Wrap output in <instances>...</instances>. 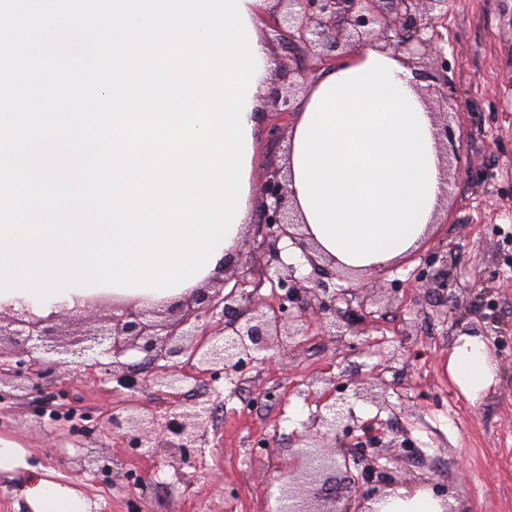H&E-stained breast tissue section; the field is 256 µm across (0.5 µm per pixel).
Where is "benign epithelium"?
Masks as SVG:
<instances>
[{
  "instance_id": "obj_1",
  "label": "benign epithelium",
  "mask_w": 512,
  "mask_h": 512,
  "mask_svg": "<svg viewBox=\"0 0 512 512\" xmlns=\"http://www.w3.org/2000/svg\"><path fill=\"white\" fill-rule=\"evenodd\" d=\"M284 12L273 16L274 31L296 59L307 62L302 69H284L275 61V80L288 81V93L275 88L272 111L287 116L295 112L297 77L314 67L335 66L364 45L390 50L403 58L414 74L425 77L430 63L432 83L421 94L433 105L437 143L461 160L455 133L448 124V59L436 20L448 13V0H277ZM261 246L268 260L259 272L251 267L237 276L229 291L228 278L219 270L205 283L151 310L139 298H112L111 313L94 319L78 334L64 337L60 320L70 313L87 312L101 298L91 296L71 309L43 317L24 306H0V384L16 390L38 387L45 369L85 364L99 353L111 358L105 366L120 385L137 390L158 388L176 396L191 380L224 375L232 380L258 364H285L295 340L306 333L311 316L319 320L323 335L336 338L345 332L366 330L369 307L375 305L374 281L338 288L334 279L350 280L358 272L336 264L323 255L301 223L288 179L279 167L264 173L258 185ZM291 241L313 271L325 276L313 279L298 275L299 267L286 262L279 243ZM269 283L276 303L255 300L245 291L249 278ZM348 295L359 299L351 317L336 319V301ZM130 351L144 354V361L159 366L144 379L122 361ZM331 385L338 393L325 403L299 435L293 469L280 477L281 486L274 512H380L374 507L409 481L391 475L367 460L350 459L344 449L353 447L354 432L369 435V424L359 423L351 400L369 403L383 411L390 407L386 391L364 381L353 389L332 379L315 378L308 388ZM207 409L198 402H182L174 411L160 414L132 400L110 419L112 430L128 448H164L184 463L202 446L208 432Z\"/></svg>"
}]
</instances>
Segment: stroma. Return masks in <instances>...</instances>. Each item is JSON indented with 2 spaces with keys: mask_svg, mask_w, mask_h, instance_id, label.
<instances>
[{
  "mask_svg": "<svg viewBox=\"0 0 512 512\" xmlns=\"http://www.w3.org/2000/svg\"><path fill=\"white\" fill-rule=\"evenodd\" d=\"M448 79L460 113L463 170L449 178L448 221L390 262L365 334L323 335L312 324L287 366L248 379L189 381L183 396L212 411L194 463L161 448H128L107 416L131 394L103 368L63 367L37 392L0 404V436L26 452L28 469L0 474V512H29L32 471L76 489L90 512H268L293 461V435L341 383L377 374L390 411L381 463L393 475L448 485L456 512H512V0H448ZM458 306H451L450 297ZM483 334L498 366L477 399L451 381L459 338ZM320 379L315 393L307 383ZM109 460L102 471L100 460Z\"/></svg>",
  "mask_w": 512,
  "mask_h": 512,
  "instance_id": "obj_1",
  "label": "stroma"
}]
</instances>
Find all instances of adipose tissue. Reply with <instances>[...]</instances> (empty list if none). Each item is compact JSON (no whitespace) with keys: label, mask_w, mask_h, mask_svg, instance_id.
Masks as SVG:
<instances>
[{"label":"adipose tissue","mask_w":512,"mask_h":512,"mask_svg":"<svg viewBox=\"0 0 512 512\" xmlns=\"http://www.w3.org/2000/svg\"><path fill=\"white\" fill-rule=\"evenodd\" d=\"M418 80L393 53L366 46L322 71L296 105L285 170L304 224L341 264L398 259L434 223L446 188ZM498 366L478 336L454 347L448 371L470 398ZM31 512H88L75 489L47 478L24 490Z\"/></svg>","instance_id":"1"}]
</instances>
